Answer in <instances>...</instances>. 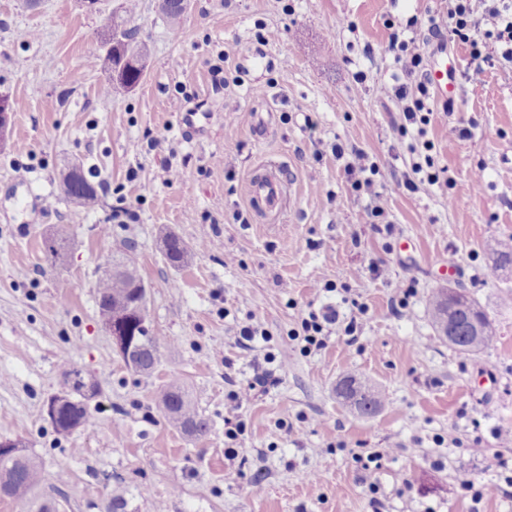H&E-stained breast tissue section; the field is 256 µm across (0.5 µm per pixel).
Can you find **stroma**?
I'll return each instance as SVG.
<instances>
[{
    "instance_id": "35a3bbf8",
    "label": "stroma",
    "mask_w": 512,
    "mask_h": 512,
    "mask_svg": "<svg viewBox=\"0 0 512 512\" xmlns=\"http://www.w3.org/2000/svg\"><path fill=\"white\" fill-rule=\"evenodd\" d=\"M120 2L0 0V95L12 107L0 150V439L26 443L47 476L66 469L62 512H100L110 497L125 512H512V496L475 493L512 477V305L500 300L512 273L490 271L495 242L512 234V164L499 161L512 151V65L472 62L449 43L457 95L427 138L454 183L409 193L397 182L417 157L391 92L388 24L417 17L410 35L431 53L426 20L447 23L446 0H189L178 27L159 0H139L127 24L150 56L130 92L87 64L104 55L98 32ZM179 93L204 105L192 124L172 110ZM463 126L470 138L455 141ZM336 142L378 164L393 234L364 224L371 200L351 191ZM74 162L101 186L96 211L62 194ZM262 167L285 183L272 219L248 202ZM120 201L133 216L118 222ZM51 231L68 241L53 266ZM170 235L187 247L177 266ZM128 241L161 338L148 376L125 366L99 322L96 266ZM446 263L454 276H440ZM410 281L418 294L400 316L395 286ZM459 286L497 325L495 349L435 339L427 298ZM356 302L364 315L352 316ZM326 305L340 319L323 349L303 353L289 335ZM248 325L267 335L244 347ZM71 366L102 393L91 425L64 436L43 406ZM265 371L275 384L244 402L243 431L228 440L227 395ZM350 374L384 392L376 415L337 398ZM174 375L207 436L166 422L159 396ZM476 438L480 457L468 451ZM370 454L373 491L360 463Z\"/></svg>"
}]
</instances>
